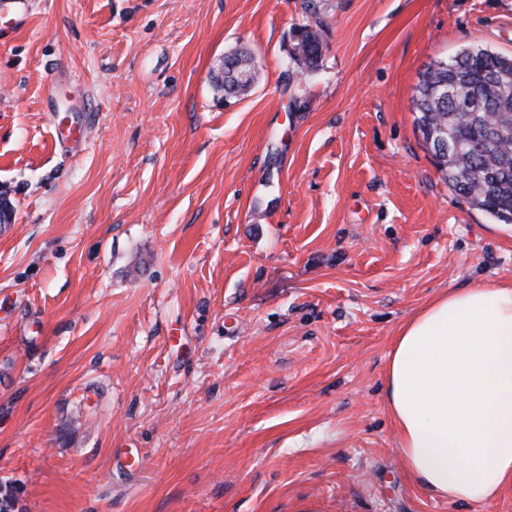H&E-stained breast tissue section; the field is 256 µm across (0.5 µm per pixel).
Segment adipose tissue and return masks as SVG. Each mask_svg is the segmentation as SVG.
I'll use <instances>...</instances> for the list:
<instances>
[{
	"mask_svg": "<svg viewBox=\"0 0 512 512\" xmlns=\"http://www.w3.org/2000/svg\"><path fill=\"white\" fill-rule=\"evenodd\" d=\"M397 452L432 497L512 491V283L432 299L401 326L385 377Z\"/></svg>",
	"mask_w": 512,
	"mask_h": 512,
	"instance_id": "obj_1",
	"label": "adipose tissue"
}]
</instances>
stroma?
I'll use <instances>...</instances> for the list:
<instances>
[{
  "instance_id": "obj_1",
  "label": "stroma",
  "mask_w": 512,
  "mask_h": 512,
  "mask_svg": "<svg viewBox=\"0 0 512 512\" xmlns=\"http://www.w3.org/2000/svg\"><path fill=\"white\" fill-rule=\"evenodd\" d=\"M32 0L0 26V482L23 512H512L396 451L385 371L512 231L414 125L433 60L512 53V0ZM253 54L224 97L225 55ZM90 133L61 145L74 113ZM320 30V21H315L314 25L310 23L303 24L298 29V31L301 32V39L298 43L301 63L307 69H313L321 56L322 41Z\"/></svg>"
}]
</instances>
